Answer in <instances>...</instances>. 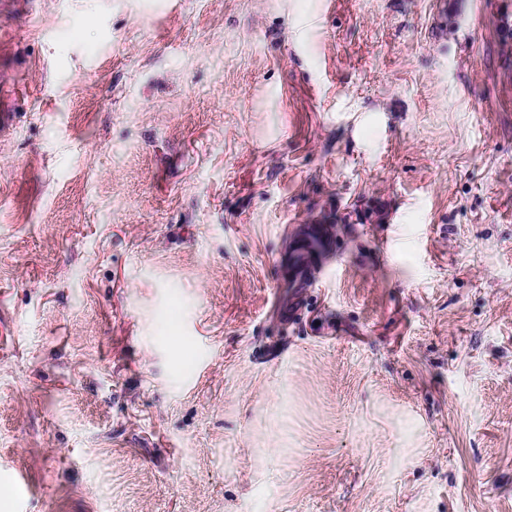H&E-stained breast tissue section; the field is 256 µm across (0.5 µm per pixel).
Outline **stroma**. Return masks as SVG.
I'll return each mask as SVG.
<instances>
[{
	"label": "stroma",
	"instance_id": "obj_1",
	"mask_svg": "<svg viewBox=\"0 0 512 512\" xmlns=\"http://www.w3.org/2000/svg\"><path fill=\"white\" fill-rule=\"evenodd\" d=\"M507 22L6 5L0 512H512ZM327 230L322 226L309 227V231L295 241L297 257H304L306 266H310L314 259L325 252L327 247Z\"/></svg>",
	"mask_w": 512,
	"mask_h": 512
}]
</instances>
